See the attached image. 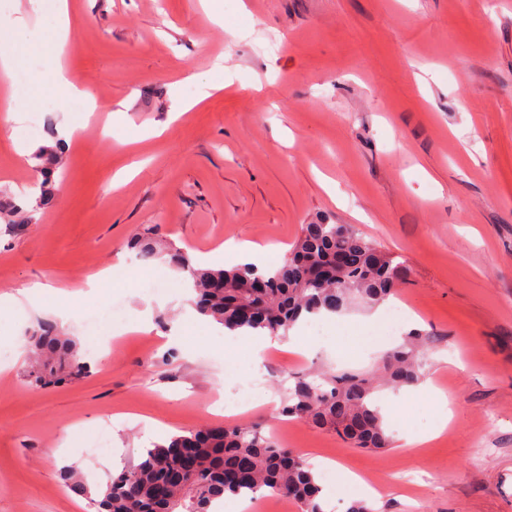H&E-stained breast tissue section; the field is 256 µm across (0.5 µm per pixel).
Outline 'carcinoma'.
<instances>
[{
	"label": "carcinoma",
	"instance_id": "cac0c4a2",
	"mask_svg": "<svg viewBox=\"0 0 512 512\" xmlns=\"http://www.w3.org/2000/svg\"><path fill=\"white\" fill-rule=\"evenodd\" d=\"M57 150L41 146L33 168L49 176ZM48 180L39 185L32 205L0 202V219L18 231L50 198ZM139 260L164 258L189 271L194 306L199 315L235 331L248 328L286 336L296 323L322 312L336 313L353 299L371 306L394 295L406 282L407 269L396 257L365 239L351 224L311 221L301 226L288 259L265 272L250 265L230 269L198 268L189 255L164 241L153 229L131 242ZM28 350L24 376L29 387L45 389L88 373L79 361L75 338L42 322L25 337ZM422 377L414 342L387 351L370 372L315 369L292 375L293 386L282 413L328 428L342 440L368 451L392 447L375 393L381 386L409 387ZM66 486L88 494V485L74 468L63 470ZM321 486L306 457L282 446L256 426H211L175 435L147 450L142 460L111 477L97 512H212L224 495L285 494L301 512H324Z\"/></svg>",
	"mask_w": 512,
	"mask_h": 512
}]
</instances>
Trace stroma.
I'll return each mask as SVG.
<instances>
[{
	"label": "stroma",
	"mask_w": 512,
	"mask_h": 512,
	"mask_svg": "<svg viewBox=\"0 0 512 512\" xmlns=\"http://www.w3.org/2000/svg\"><path fill=\"white\" fill-rule=\"evenodd\" d=\"M223 2L213 18L202 0H69L64 58L99 106L90 116L44 79L50 0H0V34L20 20L39 34L22 49L28 84L9 82L15 102L0 96V197L27 200L36 178L30 158L47 135L24 134L29 112L56 130L87 123L59 155L61 201L21 232L0 223V512H83L55 448L100 486L153 446L152 429L212 424H260L308 461L387 480L372 498L324 483L327 512L365 497L376 512H512V0L491 14L484 0ZM261 32L284 48L259 52ZM200 77L221 89L197 104ZM178 99L190 107L175 117ZM319 216L407 267L394 302L427 333L423 376L451 400L437 438L416 441L437 411L412 387L379 394L394 437L380 452L277 415L290 374L373 368L378 352L358 342L372 308L351 302L307 354L242 348L228 362L179 274L127 248L153 227L195 259L235 239L277 266ZM116 264L123 280L58 301L56 289ZM158 272L167 292L155 290ZM35 282L52 292L20 297ZM112 301L128 322L148 315L152 331L87 354L81 380L30 390L21 338L46 309L66 304L67 333L82 342L87 315ZM176 327L180 344L167 343ZM250 377L254 408L213 410ZM103 427L118 454L95 459L87 448Z\"/></svg>",
	"instance_id": "stroma-1"
}]
</instances>
